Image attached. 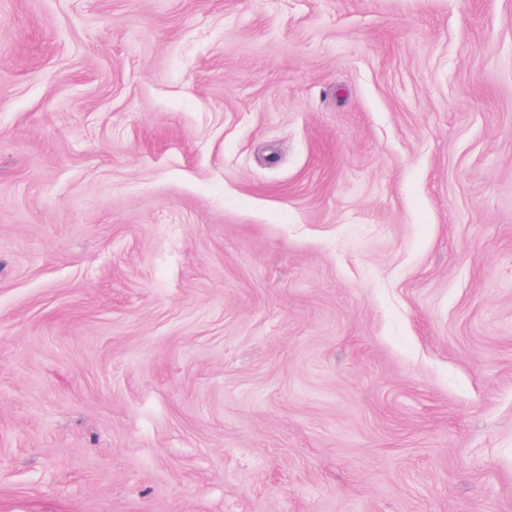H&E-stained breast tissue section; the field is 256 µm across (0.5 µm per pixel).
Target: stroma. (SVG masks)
<instances>
[{"instance_id": "stroma-1", "label": "stroma", "mask_w": 512, "mask_h": 512, "mask_svg": "<svg viewBox=\"0 0 512 512\" xmlns=\"http://www.w3.org/2000/svg\"><path fill=\"white\" fill-rule=\"evenodd\" d=\"M0 512H512V0H0Z\"/></svg>"}]
</instances>
